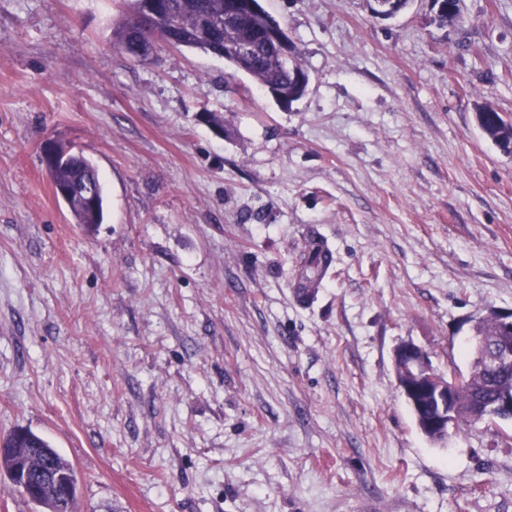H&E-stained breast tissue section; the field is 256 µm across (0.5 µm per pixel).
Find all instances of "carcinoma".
Wrapping results in <instances>:
<instances>
[{
	"label": "carcinoma",
	"instance_id": "obj_1",
	"mask_svg": "<svg viewBox=\"0 0 512 512\" xmlns=\"http://www.w3.org/2000/svg\"><path fill=\"white\" fill-rule=\"evenodd\" d=\"M145 0H128L126 18L113 30L114 44L124 48L134 38H141L147 50L155 47L156 41L170 42L176 37L186 48L197 49L207 54L216 55L221 50H228L238 42L251 45L252 51L247 63V73L259 87L288 89L294 82V70L300 64L283 58L259 33L261 22L248 9L242 0L232 19L224 26L216 28L204 17L224 14L226 0H165L166 8L158 15L152 27L142 29L141 15ZM448 10L434 17L433 22L441 28H458L464 20L459 9V0H447ZM476 119L485 136L506 153H512V122L505 121L500 114L489 107L477 110ZM53 186L63 190L77 180L87 179L93 182L98 196H103V185L95 165L86 157L76 158L69 163L60 164L50 170ZM65 202L77 224H100L103 220V207L92 209L83 207L75 198ZM327 269L320 250L309 245L299 273L298 287L305 292V297L312 296L313 290L320 284ZM497 325L483 323L478 334L488 351L499 345ZM512 388V370L501 373L487 369L482 374H474L460 381L458 401L467 406L476 400L494 401V396L501 389ZM0 445L10 452L0 457V470L10 474L15 465L36 470L44 464L43 456L58 470L71 476L72 484H77V477L72 464L65 459L45 438L26 429H14L0 437Z\"/></svg>",
	"mask_w": 512,
	"mask_h": 512
}]
</instances>
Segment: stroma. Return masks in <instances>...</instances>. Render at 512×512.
Segmentation results:
<instances>
[{
	"instance_id": "stroma-1",
	"label": "stroma",
	"mask_w": 512,
	"mask_h": 512,
	"mask_svg": "<svg viewBox=\"0 0 512 512\" xmlns=\"http://www.w3.org/2000/svg\"><path fill=\"white\" fill-rule=\"evenodd\" d=\"M309 75L276 102L196 49L113 44L125 0H0V434L73 465L77 512H512V423L442 448L411 341L466 369L512 311V0H263ZM96 165L75 223L45 139ZM333 263L314 299L311 239ZM476 119L488 139L503 152L512 153V122H506L496 110L489 107L479 108ZM315 239L310 242L305 253L299 273L298 288H302L305 297L310 298L313 290L320 284L326 273L327 264L323 261L319 248L314 247Z\"/></svg>"
}]
</instances>
